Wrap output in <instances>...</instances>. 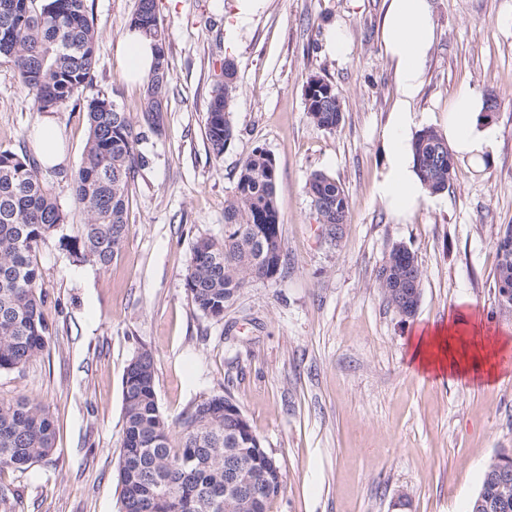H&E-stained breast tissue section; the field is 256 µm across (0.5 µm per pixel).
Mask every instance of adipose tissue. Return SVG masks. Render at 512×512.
I'll return each instance as SVG.
<instances>
[{
	"instance_id": "adipose-tissue-1",
	"label": "adipose tissue",
	"mask_w": 512,
	"mask_h": 512,
	"mask_svg": "<svg viewBox=\"0 0 512 512\" xmlns=\"http://www.w3.org/2000/svg\"><path fill=\"white\" fill-rule=\"evenodd\" d=\"M379 40L396 82V101L382 133L385 158L374 190L396 216L413 213L427 190L416 170L412 140L417 126L414 105L422 89L426 62L437 39L431 0H384ZM125 74L147 82L155 61V43L140 30L127 28L117 49ZM479 93L462 88L448 105L444 137L449 150L483 167L497 131L481 116ZM512 339L490 334L477 314L454 312L449 321L421 328L410 339V366L422 376H451L492 386Z\"/></svg>"
}]
</instances>
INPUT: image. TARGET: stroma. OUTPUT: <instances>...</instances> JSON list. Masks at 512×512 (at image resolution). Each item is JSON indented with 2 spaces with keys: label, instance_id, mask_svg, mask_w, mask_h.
<instances>
[{
  "label": "stroma",
  "instance_id": "stroma-1",
  "mask_svg": "<svg viewBox=\"0 0 512 512\" xmlns=\"http://www.w3.org/2000/svg\"><path fill=\"white\" fill-rule=\"evenodd\" d=\"M172 82L159 132L129 186L124 245L106 268L74 264L68 241L83 223L69 176L88 137L84 104L108 96L141 120L143 87L115 57L137 0H87L97 30L94 82L55 119L65 160L42 170L67 221L36 260L51 326L49 356L0 374V398L41 400L58 427L55 447L26 471L0 472L11 512H120L124 371L141 351L154 359L159 404L177 418L199 400L230 394L281 466L269 512H468L495 457L512 451V377L489 388L412 372L408 343L458 309L512 337L497 306V239L512 224V0H433L438 37L415 105L439 128L464 87L496 98L498 130L483 168L457 160L448 190L396 218L374 192L381 133L395 102L393 71L378 45L383 0H267L237 22L235 0H156ZM349 42L324 51L329 27ZM238 65L230 104L236 136L215 157L205 135L224 59ZM336 88L343 120L317 127L305 85ZM42 118L13 64L0 60V149L36 155ZM263 148L277 167L284 264L276 278L241 289L216 320L185 289L192 246L224 236V200L242 160ZM321 171L343 186L347 222L328 241L306 183ZM415 252L421 299L414 317L388 304L376 274L393 245Z\"/></svg>",
  "mask_w": 512,
  "mask_h": 512
}]
</instances>
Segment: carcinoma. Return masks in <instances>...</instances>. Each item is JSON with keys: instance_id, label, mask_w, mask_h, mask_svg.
I'll use <instances>...</instances> for the list:
<instances>
[{"instance_id": "carcinoma-1", "label": "carcinoma", "mask_w": 512, "mask_h": 512, "mask_svg": "<svg viewBox=\"0 0 512 512\" xmlns=\"http://www.w3.org/2000/svg\"><path fill=\"white\" fill-rule=\"evenodd\" d=\"M135 26L157 41V57L143 88L142 119L160 130L172 81L164 50L156 0H138ZM97 31L86 0H0V58L13 63L22 84L35 95L39 112H58L74 94L93 83L97 68ZM226 80L214 85L206 118V138L221 156L234 137L230 101L237 89L232 59ZM306 112L318 127L336 130V88L328 81L305 86ZM109 100L86 101L89 133L80 166L72 179L75 200L86 214L69 243L74 263L107 267L126 237L129 183L147 162L140 150L142 132L121 109H101ZM419 175L431 194L452 183L454 159L446 139L421 129L412 143ZM276 168L256 148L244 159L236 184L224 201V237L198 238L192 248L185 287L196 308L221 319L224 308L247 285L272 279L283 255L282 224L276 200ZM308 193L318 221L347 223L348 198L333 177L314 172ZM67 214L27 153L0 149V372L20 370L49 351L51 329L44 317L41 271L36 252L66 222ZM495 287L512 289V224L497 242ZM414 253L395 246L377 275L378 288L397 312L412 316L404 294L420 286ZM226 395L202 398L171 420L161 411L152 354L131 359L122 381V444L117 463L121 512H268L282 488L280 465L257 499L242 498L231 509L213 501L209 490L224 484V455L229 448H255L257 434L234 439L238 420L224 415ZM56 424L35 398L0 399V471L26 470L54 448Z\"/></svg>"}]
</instances>
